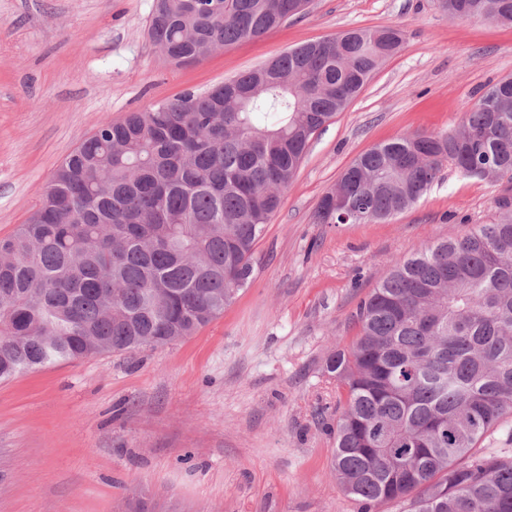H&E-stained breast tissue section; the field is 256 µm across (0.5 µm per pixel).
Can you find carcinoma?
Segmentation results:
<instances>
[{"label": "carcinoma", "instance_id": "cac0c4a2", "mask_svg": "<svg viewBox=\"0 0 512 512\" xmlns=\"http://www.w3.org/2000/svg\"><path fill=\"white\" fill-rule=\"evenodd\" d=\"M311 0H155L148 35L180 65L254 39ZM452 19L512 24V0H439ZM395 27L301 44L224 82L106 118L0 238V380L60 361L176 343L224 314L313 135L401 46ZM512 175V77L453 133L377 144L341 174L362 204L319 224L387 221L443 165ZM324 373L345 391L333 470L364 505L512 512V458L477 443L512 416V216L396 262Z\"/></svg>", "mask_w": 512, "mask_h": 512}]
</instances>
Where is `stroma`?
<instances>
[{
  "instance_id": "obj_1",
  "label": "stroma",
  "mask_w": 512,
  "mask_h": 512,
  "mask_svg": "<svg viewBox=\"0 0 512 512\" xmlns=\"http://www.w3.org/2000/svg\"><path fill=\"white\" fill-rule=\"evenodd\" d=\"M153 0H0V238L104 118L201 92L290 48L397 27L400 51L313 136L257 244L249 287L176 344L57 362L0 382V512H360L332 468L327 356L359 303L423 245L506 213L512 181L444 166L388 223L319 224L343 170L374 144L454 132L512 76V25L452 20L437 0H314L256 40L189 65L147 37Z\"/></svg>"
}]
</instances>
